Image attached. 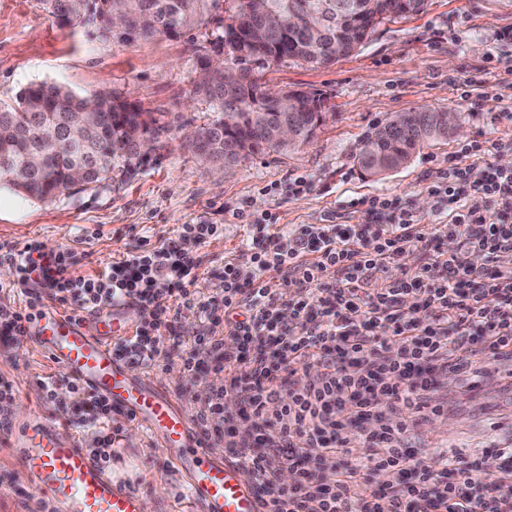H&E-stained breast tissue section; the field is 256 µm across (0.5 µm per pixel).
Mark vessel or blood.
<instances>
[{
    "instance_id": "1",
    "label": "vessel or blood",
    "mask_w": 512,
    "mask_h": 512,
    "mask_svg": "<svg viewBox=\"0 0 512 512\" xmlns=\"http://www.w3.org/2000/svg\"><path fill=\"white\" fill-rule=\"evenodd\" d=\"M134 311L130 303L112 302L78 320L48 304L28 329L24 344L137 421L181 472L188 493L205 512H259L238 467L208 448L188 411L151 378L127 377L113 346L133 335ZM59 426V420L36 411L8 433L33 489L57 512H142L140 495L114 482L83 448L80 436L60 432Z\"/></svg>"
}]
</instances>
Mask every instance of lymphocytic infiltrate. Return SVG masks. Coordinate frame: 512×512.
<instances>
[{"mask_svg":"<svg viewBox=\"0 0 512 512\" xmlns=\"http://www.w3.org/2000/svg\"><path fill=\"white\" fill-rule=\"evenodd\" d=\"M489 152L484 141H467V165L431 186L450 210L445 224L418 223L389 195L365 200L362 224L288 226L264 215L246 227L248 265L226 260L214 295L195 289L201 260L188 245L223 235L220 224H182L154 245L138 239L86 276L75 273L71 249L0 244V264L12 273L0 293L22 295L0 304V346L18 348L44 302L77 316L129 300L139 321L116 355L160 369L170 348L185 375L212 376L193 419L209 447L248 473L261 512H512V448L418 459L403 445L407 414L442 410L433 401L437 374L457 373L465 389L489 374L512 378L502 368L512 362V169L485 163ZM448 237L459 247L445 257L435 244ZM416 251L427 263L385 280L388 265ZM472 251L486 255V266L468 263ZM273 271L286 291L266 287ZM164 295L172 305L158 304ZM185 309L207 324L191 340L177 328ZM40 386L49 403L72 395L76 424L97 432L91 456L108 464L118 436L111 403L74 379L63 392L52 377ZM228 397L238 418L224 411ZM490 455L499 472L473 487L472 471ZM282 465L293 469L292 485L279 483Z\"/></svg>","mask_w":512,"mask_h":512,"instance_id":"f902f5d3","label":"lymphocytic infiltrate"}]
</instances>
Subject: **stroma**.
Wrapping results in <instances>:
<instances>
[{
    "mask_svg": "<svg viewBox=\"0 0 512 512\" xmlns=\"http://www.w3.org/2000/svg\"><path fill=\"white\" fill-rule=\"evenodd\" d=\"M206 48L195 31L111 41L90 26H59L38 0H0V103L41 82L78 95L106 89L131 96L167 126L154 151L99 186L38 201L0 184V244L35 240L48 251L72 249L76 273L89 275L138 238L157 244L182 224H220L223 237L196 249L202 259L196 286L213 295L223 285L225 259L237 255L245 235L243 214L270 212L288 225L361 224L366 215L351 200L387 194L420 223L443 224L448 213L429 188L460 145L475 138L496 143L486 157L496 166L512 158V81L504 77L505 62H512V0H425L420 13L379 26L354 55L317 68L289 59L265 69L263 82L320 91L332 110L310 144L249 156L218 177L181 142L184 127L203 125L210 114L192 93L194 58ZM422 108L458 112L462 132L423 147L383 179L364 177L355 162L362 140L396 114ZM300 177L310 191H264ZM47 376L60 379L64 372L36 350L0 346V378L16 387L8 407L13 423L35 410L54 415L39 387ZM112 425L120 430L112 476L143 497L147 512H202L149 434L121 414ZM407 436L429 455L449 446L512 443V379L482 380L463 395L449 392L440 415H412Z\"/></svg>",
    "mask_w": 512,
    "mask_h": 512,
    "instance_id": "obj_1",
    "label": "stroma"
}]
</instances>
